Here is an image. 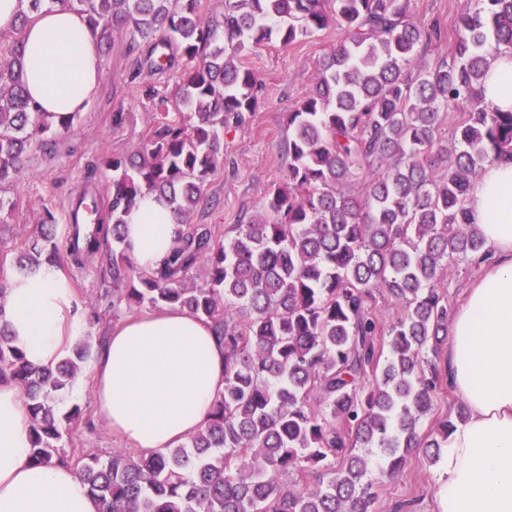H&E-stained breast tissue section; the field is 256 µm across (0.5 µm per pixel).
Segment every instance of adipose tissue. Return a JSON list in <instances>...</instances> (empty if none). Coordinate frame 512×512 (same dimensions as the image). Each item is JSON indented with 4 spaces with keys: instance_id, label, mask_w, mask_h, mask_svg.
Returning a JSON list of instances; mask_svg holds the SVG:
<instances>
[{
    "instance_id": "1",
    "label": "adipose tissue",
    "mask_w": 512,
    "mask_h": 512,
    "mask_svg": "<svg viewBox=\"0 0 512 512\" xmlns=\"http://www.w3.org/2000/svg\"><path fill=\"white\" fill-rule=\"evenodd\" d=\"M23 80L41 111L61 120L82 109L102 74L99 43L85 17L57 4L22 30ZM484 96L512 112V53L489 66ZM468 208L491 252L449 324L448 384L468 407L440 452L437 512H512V159L487 163ZM176 216L156 195L125 217V244L143 270L173 249ZM69 276L46 267L11 281L0 318L35 368L71 350L80 323ZM96 409L133 448L180 444L207 420L224 388V347L209 325L178 308L116 326L94 364ZM29 415L18 389L0 383V512H97L77 468L33 466Z\"/></svg>"
}]
</instances>
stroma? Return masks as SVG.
Instances as JSON below:
<instances>
[{
    "instance_id": "35a3bbf8",
    "label": "stroma",
    "mask_w": 512,
    "mask_h": 512,
    "mask_svg": "<svg viewBox=\"0 0 512 512\" xmlns=\"http://www.w3.org/2000/svg\"><path fill=\"white\" fill-rule=\"evenodd\" d=\"M470 0H410L417 20H438L446 31L466 11ZM341 39L336 26L316 31L287 47H265L249 53L242 64L260 76L264 89L255 112L237 127L224 132V160L206 185L208 202L190 217L191 223L211 225L216 235L225 227L263 214L265 194L288 175L287 115L314 82L322 57ZM140 51L130 37L117 35L102 56L103 77L95 96L85 105L79 122L60 137L55 154L32 153L14 180L0 187L12 198L11 212L0 218V288L8 287L16 274V255L29 246L37 224L45 214L63 223L70 198L83 186L88 171H95L99 186H107L112 172L106 162L146 144L158 124L156 95L173 96L180 81L182 63L154 74L137 69ZM56 265L73 281L83 316L90 327L92 345L105 342L112 326L139 314V306H113L112 268L107 259L75 264L60 254ZM446 350L425 353L426 370L439 375V391L430 416L422 421L430 430L435 418L455 415L458 396L443 375ZM60 411L79 409L68 447L84 448L100 455L127 450L126 441L113 434L95 412L93 365L85 363L69 390L57 400ZM438 468L426 449H415L403 470L375 472L376 512H435Z\"/></svg>"
}]
</instances>
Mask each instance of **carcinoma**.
Listing matches in <instances>:
<instances>
[{"instance_id": "cac0c4a2", "label": "carcinoma", "mask_w": 512, "mask_h": 512, "mask_svg": "<svg viewBox=\"0 0 512 512\" xmlns=\"http://www.w3.org/2000/svg\"><path fill=\"white\" fill-rule=\"evenodd\" d=\"M57 0H20L16 30ZM85 15L101 44L118 31L154 54L175 47L188 61L169 120L155 108L149 143L110 161L106 200L92 229L59 241L47 218L16 260L27 276L64 247L77 263L110 248L112 305L178 307L209 323L224 344V391L206 423L186 441L131 457L86 452L79 474L99 512H373V465L394 473L415 448L448 446L453 422L420 436L437 377L423 354L448 343L441 270L455 259L487 258L470 222L468 195L483 164L512 154V112L485 101L490 60L512 51V0H474L455 25L456 55L411 72L447 34L408 14L409 0H224L205 15L200 0H64ZM335 24L339 45L319 64L312 88L288 113L286 181L266 194L267 214L213 237L189 218L224 154V129L255 111L262 81L240 58L289 46ZM23 44L0 45V186L23 156L54 152L79 113L58 124L31 103ZM467 103L453 149L437 140L440 110ZM360 185L353 193L348 187ZM147 190L178 214L176 245L152 272L131 262L124 216ZM204 267L202 285H188ZM385 288L406 303L384 327L372 311ZM91 345L75 346L53 368L35 369L0 325V380L19 389L30 415V457L68 462L65 439L79 408L56 399L75 379ZM315 478L299 489L288 473Z\"/></svg>"}]
</instances>
